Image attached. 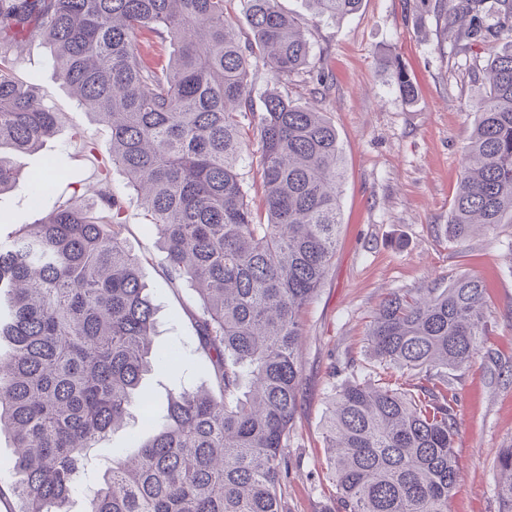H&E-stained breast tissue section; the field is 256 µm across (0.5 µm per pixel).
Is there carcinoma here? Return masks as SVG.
Segmentation results:
<instances>
[{"instance_id": "1", "label": "carcinoma", "mask_w": 512, "mask_h": 512, "mask_svg": "<svg viewBox=\"0 0 512 512\" xmlns=\"http://www.w3.org/2000/svg\"><path fill=\"white\" fill-rule=\"evenodd\" d=\"M0 0V58L38 36L60 79L108 131L112 164L142 200L171 283L196 292L194 326L209 385L151 410L137 451L87 489L84 512H283L286 448L301 406V313L336 252L344 177L323 112L269 90L254 112L255 73L287 81L312 53L280 0ZM336 19L362 0H307ZM442 0L457 40L498 48L463 151L446 225L465 241L512 216V0ZM144 30L177 45L147 64ZM385 67L412 102L417 87ZM38 94L0 79V193L19 160L54 132ZM260 145L262 199H249V138ZM66 176L60 155L29 178L36 202ZM112 222L92 216L96 207ZM124 201L55 209L0 240V434L13 441L14 512H68L87 450L141 412V381L178 359L150 349L156 307L121 236ZM483 281L398 291L370 323L372 360L332 389L325 442L333 512H451L459 431L455 383L486 335ZM414 371L405 388L389 370ZM500 512H512V447L496 456Z\"/></svg>"}]
</instances>
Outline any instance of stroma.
Here are the masks:
<instances>
[{
    "label": "stroma",
    "mask_w": 512,
    "mask_h": 512,
    "mask_svg": "<svg viewBox=\"0 0 512 512\" xmlns=\"http://www.w3.org/2000/svg\"><path fill=\"white\" fill-rule=\"evenodd\" d=\"M438 0H362L360 10L336 20L315 17L305 0H281L305 23L312 44L308 67L288 83L289 98L325 112L343 151L341 229L321 288L303 314L301 409L288 448L293 468L287 512H322L334 482L323 421L336 380L332 366L368 364L367 332L381 301L399 290L448 286L479 276L487 286L486 336L456 384L460 431L452 512H499L495 456L512 446V223L464 242L444 232L458 188L461 152L475 120L470 106L483 93L492 49H459ZM399 58L418 96L406 102L383 61ZM48 92L55 134L20 162L19 185L0 194V240L38 215L24 189L50 154H63L74 187L47 195L46 208L89 204L109 190L125 200L122 236L138 256L158 307L152 347L181 354L179 375L156 371L141 386L155 401L179 386L204 385L205 357L190 316L192 293L170 284L150 221L113 168L94 116L80 108L50 64V48L32 39L14 49L0 72ZM139 418L127 419L90 449L89 481L113 460L133 454Z\"/></svg>",
    "instance_id": "1"
}]
</instances>
